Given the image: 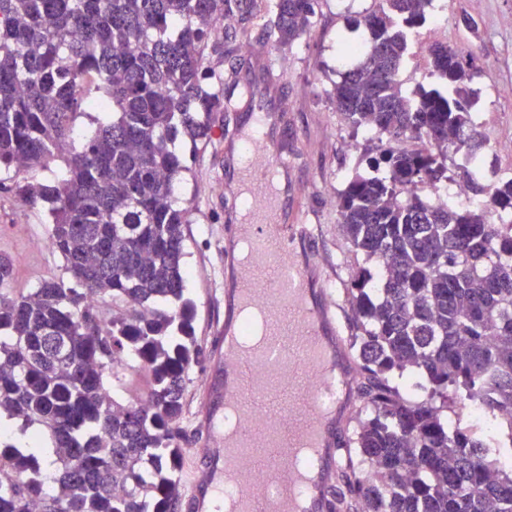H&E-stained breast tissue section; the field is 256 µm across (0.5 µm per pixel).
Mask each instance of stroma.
Wrapping results in <instances>:
<instances>
[{"label": "stroma", "instance_id": "stroma-1", "mask_svg": "<svg viewBox=\"0 0 512 512\" xmlns=\"http://www.w3.org/2000/svg\"><path fill=\"white\" fill-rule=\"evenodd\" d=\"M371 0H320L307 33L292 46L274 48L267 23L268 0H258L250 23H234L224 32L235 51L224 59V78L250 83L279 115L287 132V188L300 194L303 222L310 229L307 247L336 301V322L344 341H351L353 315L347 290L364 264L338 222L333 200L354 176L368 174L378 157V137L354 129L337 111L328 92L341 71V40H366L350 17L371 7ZM448 26L449 46L461 51L474 78L471 111L481 121L483 135L512 136V95L499 94L512 85V0H440ZM472 17L478 32L461 22ZM175 204L187 209L184 267L185 295L194 304V336L201 350L189 371L181 420L186 435L184 453L174 472L182 492L199 477L192 451L204 447L201 415L213 352L212 336L224 320L225 237L231 236L235 201L224 193V142L214 138L200 146L190 172L175 181ZM51 224L43 206L26 204L13 192H0V254L14 258L12 279L0 295L26 294L46 279L64 274L63 260L50 247Z\"/></svg>", "mask_w": 512, "mask_h": 512}]
</instances>
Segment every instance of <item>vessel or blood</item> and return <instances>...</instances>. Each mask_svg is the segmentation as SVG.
Masks as SVG:
<instances>
[{"mask_svg": "<svg viewBox=\"0 0 512 512\" xmlns=\"http://www.w3.org/2000/svg\"><path fill=\"white\" fill-rule=\"evenodd\" d=\"M251 152L239 160L225 191L243 196L246 215L235 239L224 246L225 273L231 274L242 302L259 307L265 317L263 343L234 358L225 347L224 327L239 323L232 302L224 304L222 327L213 336L215 355L211 385L203 408L206 436H214L215 416L235 404L241 431L225 444L223 456L201 449L202 471L185 502L186 512H206L205 503L232 487L239 512H295V493L303 474L294 451L321 443L324 453L314 465L316 480L308 512H330L334 501L336 447L344 433L327 404L337 385L352 389L354 373L347 359H332L335 302L314 287L317 261L304 252L305 225L300 198H288L279 183L288 163L280 149L277 115H256ZM246 242L251 258L237 260L236 242Z\"/></svg>", "mask_w": 512, "mask_h": 512, "instance_id": "1", "label": "vessel or blood"}]
</instances>
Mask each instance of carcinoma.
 Listing matches in <instances>:
<instances>
[{
	"label": "carcinoma",
	"mask_w": 512,
	"mask_h": 512,
	"mask_svg": "<svg viewBox=\"0 0 512 512\" xmlns=\"http://www.w3.org/2000/svg\"><path fill=\"white\" fill-rule=\"evenodd\" d=\"M432 0H374L357 17L370 42L333 87L355 127L388 138L424 134L431 148L385 153L336 199L338 221L366 262L349 289L359 370L370 408L341 471V512H512V467L486 440L411 404L390 378L417 375L442 401L462 389L512 418V234L478 205L434 206L398 186L448 181V147L477 157L472 75L458 50L428 46L438 83L403 93L408 29ZM251 0H0V189L48 205L50 246L67 279L0 296V411L42 428L58 476L46 484L35 449H0V512H177L162 476L183 453L185 378L201 351L184 299L188 210L173 204L187 166L176 144L211 139L213 115L239 99L224 86V40L209 27L250 20ZM318 0H274V43L309 29ZM112 111L73 141L74 117ZM60 158L62 178L26 181ZM512 225V178L472 183ZM112 299L107 322L93 299ZM146 369L145 394L122 404L109 386Z\"/></svg>",
	"instance_id": "obj_1"
}]
</instances>
